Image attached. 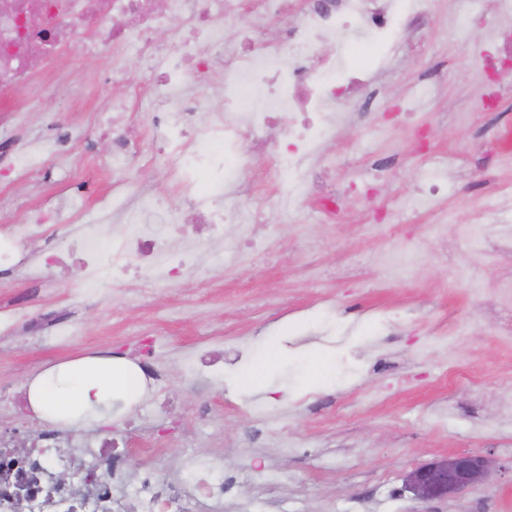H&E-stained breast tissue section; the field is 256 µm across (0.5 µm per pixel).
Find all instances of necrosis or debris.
I'll return each mask as SVG.
<instances>
[{
	"label": "necrosis or debris",
	"mask_w": 512,
	"mask_h": 512,
	"mask_svg": "<svg viewBox=\"0 0 512 512\" xmlns=\"http://www.w3.org/2000/svg\"><path fill=\"white\" fill-rule=\"evenodd\" d=\"M241 0H0V112H35L50 94L46 84H36L32 64L56 63L61 79L71 77L68 59L73 47L88 55L119 43L151 66L148 81L130 85L125 96L114 100L113 110L123 120L113 122L110 192L140 198L142 208L156 200L142 192V167L130 166L131 156L154 162L155 149L141 150L129 114L144 98L153 96L162 109L153 113V131L175 156L177 173L192 176L207 170L212 178L240 182L249 162L266 152L274 132L287 135L278 156L275 177L282 186L276 206L289 214L306 198L319 195L322 212L335 217L336 197L319 193L326 177L323 164L308 165V158L336 129V103L366 92L370 68L358 67L342 57L317 59L324 43L363 44L374 64H382L386 48L411 26L394 0H310L307 12L288 28L283 39L258 48L250 28L241 31L235 49L224 47V26L241 16ZM97 33L89 43H79L76 27ZM168 29V43L158 46L152 34ZM499 55L489 57L490 72L499 76L498 90L476 97L479 108L495 110L502 93L512 90V74L503 67L512 60V28L498 33ZM224 53V117L217 123L197 121L202 102L187 91L188 80L208 68L211 60L199 44ZM72 200L55 205L38 203L22 220L0 228V267L19 266L27 246L43 239L51 225L77 224L65 244L35 256L37 270L74 257L81 277L76 296L93 287L132 273L138 288L151 290L171 282L193 267L197 255L223 246L225 260L243 253L255 228L245 223L233 201L218 203L210 194L192 192L188 207L165 228L153 224H128L113 235L101 225L78 224L76 206L86 183L73 172L69 183ZM40 453L14 464L0 463V512H14L13 503L24 499L27 512H225L229 489L224 470L195 449L187 438L178 439L183 453L180 466L185 480L160 485L153 465H145L129 499H118L114 482L122 477L123 458L91 446L82 466V495L70 484L50 481L49 472L69 466L61 453L57 431L32 424Z\"/></svg>",
	"instance_id": "4bbe7bcc"
}]
</instances>
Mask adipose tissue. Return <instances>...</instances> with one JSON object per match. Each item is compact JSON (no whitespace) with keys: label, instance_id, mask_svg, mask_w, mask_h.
<instances>
[{"label":"adipose tissue","instance_id":"adipose-tissue-1","mask_svg":"<svg viewBox=\"0 0 512 512\" xmlns=\"http://www.w3.org/2000/svg\"><path fill=\"white\" fill-rule=\"evenodd\" d=\"M136 365L122 357L85 356L49 366L27 384L35 417L63 428L111 423L115 402L132 405L145 392Z\"/></svg>","mask_w":512,"mask_h":512}]
</instances>
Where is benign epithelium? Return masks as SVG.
Masks as SVG:
<instances>
[{
  "label": "benign epithelium",
  "mask_w": 512,
  "mask_h": 512,
  "mask_svg": "<svg viewBox=\"0 0 512 512\" xmlns=\"http://www.w3.org/2000/svg\"><path fill=\"white\" fill-rule=\"evenodd\" d=\"M495 469L489 455L467 452L446 456L410 471L405 485L423 502L448 499L485 482Z\"/></svg>",
  "instance_id": "benign-epithelium-1"
}]
</instances>
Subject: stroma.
<instances>
[{
  "instance_id": "obj_1",
  "label": "stroma",
  "mask_w": 512,
  "mask_h": 512,
  "mask_svg": "<svg viewBox=\"0 0 512 512\" xmlns=\"http://www.w3.org/2000/svg\"><path fill=\"white\" fill-rule=\"evenodd\" d=\"M424 11L373 74L370 112L339 128L322 145L329 188L342 199L336 219L306 202L290 218L275 207L274 179L254 190L225 192L242 211L261 216L268 253L245 252L233 264L201 254L196 267L167 287L132 297L127 281L106 294L70 298L78 272L36 280L0 268V307L25 304L32 323L0 338V385L19 386L49 364L87 354L135 358L153 340L161 384L141 402L153 408L156 431L172 428L159 405L172 402L178 436H193L203 455L240 478L266 469L280 480V506L252 512H512V223L490 222L488 203L512 210V94L494 112L473 109L487 80L485 52L494 31L491 0H480L468 23L456 0H398ZM55 84L57 69L37 67ZM74 82L56 86L37 112H12L0 131V165L28 151L31 175L19 186L0 180V214L15 219L47 195L67 199L72 167L89 194L87 218L106 193L111 152L101 112L129 82L149 73L121 48L80 59ZM429 79L435 94L417 98ZM57 128L54 151L41 144ZM450 162L445 188L429 208L415 207L416 186L430 155ZM390 163L378 177L374 167ZM163 209L143 210L112 199L107 222L165 224L187 202L175 180L144 175ZM399 208L396 230L372 233L384 205ZM415 258L409 279L383 263L395 253ZM321 268L323 287L309 285ZM75 327L69 345H36L38 329ZM277 337L282 356L264 392L239 384L262 337ZM496 457L481 485L454 497L416 500L405 487L416 467L458 452Z\"/></svg>"
}]
</instances>
